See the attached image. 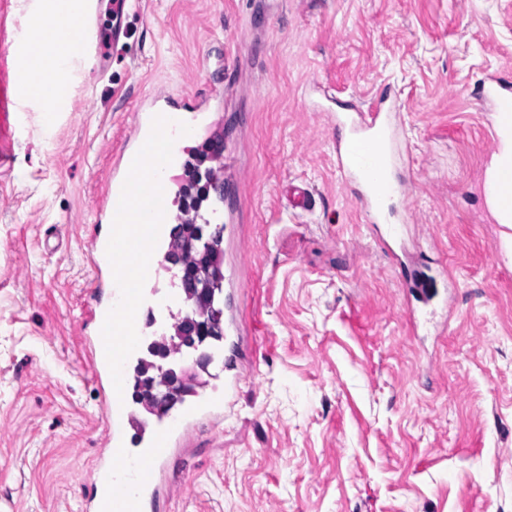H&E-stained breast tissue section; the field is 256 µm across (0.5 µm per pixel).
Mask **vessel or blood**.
Masks as SVG:
<instances>
[{
  "mask_svg": "<svg viewBox=\"0 0 512 512\" xmlns=\"http://www.w3.org/2000/svg\"><path fill=\"white\" fill-rule=\"evenodd\" d=\"M75 53L104 54L105 46L88 23L71 29ZM224 90L208 85L202 100L174 95H158L139 107L134 148L120 153L116 176L108 184L99 203L107 210L112 234L94 240L91 248L97 263L106 264L112 278V305L100 314L101 337L91 349L90 362L103 395L107 429L106 457L94 472L90 487L92 512H153L163 496V475L174 454L177 439L198 420L223 415L240 379L234 371L238 337H231L214 359L226 372L224 391L188 407L176 415L158 418L151 433L132 440V415L128 393L134 378L131 363L141 340V308L128 307L125 299L143 295L153 270V259L161 254L170 217L167 197L170 188L164 174L176 158L174 134L184 127V115L198 112L203 101L222 98ZM478 97L490 113L496 143H503L506 124L512 114V84L500 76L487 75ZM397 99L382 98L366 108L349 101H337L330 121L345 132L336 143V169L350 187L371 223L389 224L393 214L387 204L402 194L404 184L397 172Z\"/></svg>",
  "mask_w": 512,
  "mask_h": 512,
  "instance_id": "1",
  "label": "vessel or blood"
}]
</instances>
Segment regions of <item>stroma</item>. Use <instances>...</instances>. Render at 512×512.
<instances>
[{
    "label": "stroma",
    "instance_id": "35a3bbf8",
    "mask_svg": "<svg viewBox=\"0 0 512 512\" xmlns=\"http://www.w3.org/2000/svg\"><path fill=\"white\" fill-rule=\"evenodd\" d=\"M36 0H0V57ZM127 34L76 61L53 124L10 112L0 165V512H83L103 447L88 345L112 302L97 201L157 88H224L181 145L168 206L213 132L234 189L223 272L241 371L185 433L160 512H512V262L481 191L495 142L476 97L512 80V0H127ZM402 106L414 171L386 250L336 170L307 94ZM315 207L289 210L288 182ZM421 276L433 297L404 284Z\"/></svg>",
    "mask_w": 512,
    "mask_h": 512
}]
</instances>
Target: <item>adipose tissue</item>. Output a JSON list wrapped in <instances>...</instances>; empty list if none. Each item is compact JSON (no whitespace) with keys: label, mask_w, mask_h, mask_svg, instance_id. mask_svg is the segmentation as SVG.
<instances>
[{"label":"adipose tissue","mask_w":512,"mask_h":512,"mask_svg":"<svg viewBox=\"0 0 512 512\" xmlns=\"http://www.w3.org/2000/svg\"><path fill=\"white\" fill-rule=\"evenodd\" d=\"M81 0H40L37 36L24 46L27 59L23 97L38 101L46 114H54L74 92L71 72L75 51L66 28L78 18Z\"/></svg>","instance_id":"obj_1"}]
</instances>
